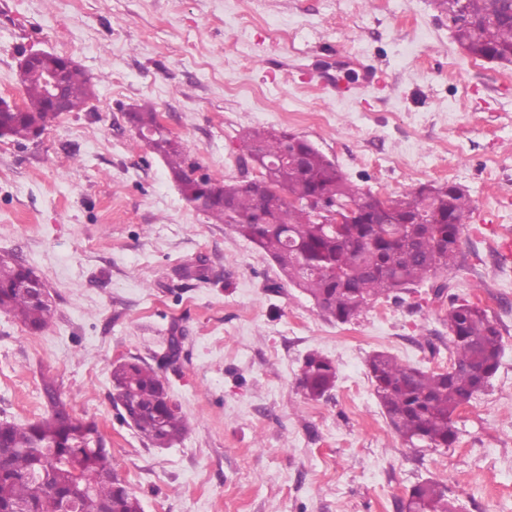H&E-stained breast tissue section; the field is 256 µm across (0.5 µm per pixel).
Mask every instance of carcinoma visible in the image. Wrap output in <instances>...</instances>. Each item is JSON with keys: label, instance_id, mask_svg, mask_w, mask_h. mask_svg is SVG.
Returning a JSON list of instances; mask_svg holds the SVG:
<instances>
[{"label": "carcinoma", "instance_id": "cac0c4a2", "mask_svg": "<svg viewBox=\"0 0 512 512\" xmlns=\"http://www.w3.org/2000/svg\"><path fill=\"white\" fill-rule=\"evenodd\" d=\"M448 16L453 37L474 58L512 64V0H434ZM75 107L93 96L85 72L68 71ZM23 111L0 116L8 138L27 140L55 120L47 111L45 87L38 77L22 81ZM130 122L146 144L165 161L183 198L211 199L203 213L231 227L266 252L288 279L307 293L319 312L345 324L373 302L409 290L433 271L457 265L463 224L473 200L457 184H421L398 198L361 191L344 172L307 140L287 145L294 134L252 129L240 137L243 158L256 163L260 178L285 197L257 196L245 180H217L197 174L183 147L157 133L159 114L142 106ZM292 156L283 160V149ZM349 206L344 223L331 228L314 220L305 199L315 192ZM33 272L14 255H0V311L39 332L51 318L48 303H36L17 282ZM451 338V363L441 371L404 365L386 352L368 362L376 397L390 424L410 445L446 448L456 438L453 418L463 404L481 393L496 373L502 336L485 309L448 296L444 318ZM112 399L132 411V427L154 447H167L189 430L158 369L137 359L112 365ZM336 382L333 362L318 352L303 361L299 387L318 400ZM44 417L18 425L0 421V512H60L77 497L76 512H141L140 500L112 467L109 449L99 446L97 425L72 418L51 383L43 385ZM402 507L407 512H451L447 487L427 480L414 485Z\"/></svg>", "mask_w": 512, "mask_h": 512}]
</instances>
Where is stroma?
Instances as JSON below:
<instances>
[{
	"mask_svg": "<svg viewBox=\"0 0 512 512\" xmlns=\"http://www.w3.org/2000/svg\"><path fill=\"white\" fill-rule=\"evenodd\" d=\"M70 57L94 95L40 137L0 138V254L53 306L41 332L0 313V420L33 421L53 382L96 422L144 512H400L442 482L456 512H512V66L466 54L432 0H0V97L22 100V52ZM151 105L203 174L241 177L238 135L307 139L359 188L397 196L453 182L474 201L458 266L322 317L278 266L188 204L128 114ZM445 283L503 337L487 388L445 448L411 447L367 367L377 351L450 363ZM189 432L148 446L112 404L114 362L153 361ZM332 360L328 397L298 386L307 353Z\"/></svg>",
	"mask_w": 512,
	"mask_h": 512,
	"instance_id": "35a3bbf8",
	"label": "stroma"
}]
</instances>
